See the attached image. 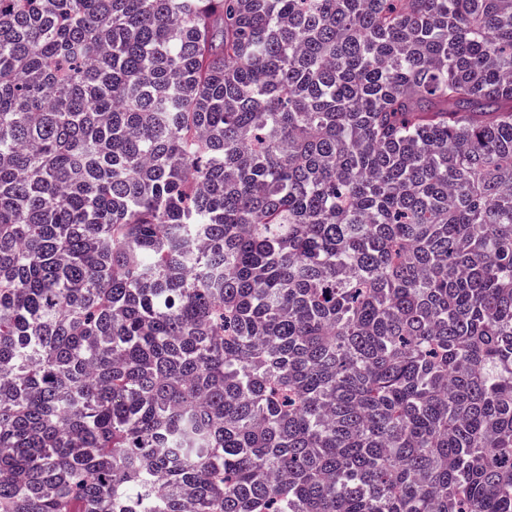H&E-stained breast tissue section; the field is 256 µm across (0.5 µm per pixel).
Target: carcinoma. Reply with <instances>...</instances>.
I'll return each mask as SVG.
<instances>
[{
  "mask_svg": "<svg viewBox=\"0 0 512 512\" xmlns=\"http://www.w3.org/2000/svg\"><path fill=\"white\" fill-rule=\"evenodd\" d=\"M0 512H512V0H0Z\"/></svg>",
  "mask_w": 512,
  "mask_h": 512,
  "instance_id": "1",
  "label": "carcinoma"
}]
</instances>
